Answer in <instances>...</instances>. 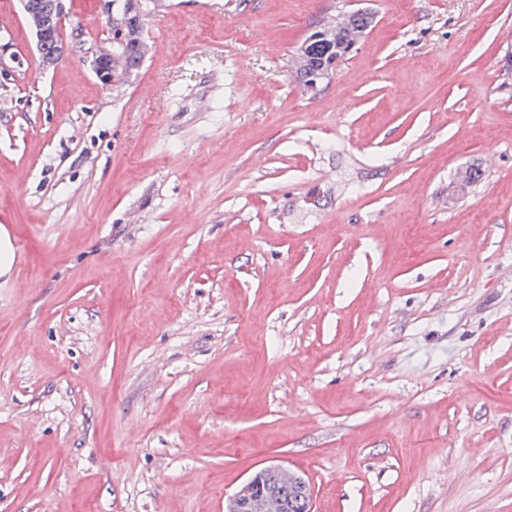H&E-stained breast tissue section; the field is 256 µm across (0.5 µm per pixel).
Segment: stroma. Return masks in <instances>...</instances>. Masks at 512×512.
Listing matches in <instances>:
<instances>
[{"mask_svg": "<svg viewBox=\"0 0 512 512\" xmlns=\"http://www.w3.org/2000/svg\"><path fill=\"white\" fill-rule=\"evenodd\" d=\"M66 9L44 70L0 0V512H512V0H145L107 89ZM357 16L369 17L363 11H356ZM349 15L344 22L336 23V17L328 18L319 24L318 29L308 35L298 49L297 78L302 86L308 90L309 75L319 68H328L338 62L351 44L356 41L359 34L364 33L372 20L366 22L360 17ZM144 25L145 18L142 24L130 20L124 21L122 26L124 48L116 52L113 59L114 50L121 44V37L118 35L113 34L109 41L110 47H102L93 53L90 61L91 69L104 87L125 82L129 73L133 70V73L137 72L142 66L149 52V45L144 38ZM272 470L277 472L281 477L292 485V490L300 501L302 498L305 502L313 500V492L309 481L304 474L281 465H270L261 468L252 477H250L228 500L226 512H264L268 505V501L274 498L273 492L269 491L265 486L268 484L277 492L278 498L288 500V506L279 501L281 510H289L293 507L294 501L288 497V485L281 482L277 475L269 473L263 479L266 471ZM264 481V483H263Z\"/></svg>", "mask_w": 512, "mask_h": 512, "instance_id": "1", "label": "stroma"}]
</instances>
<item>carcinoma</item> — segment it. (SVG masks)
I'll return each mask as SVG.
<instances>
[{
    "label": "carcinoma",
    "instance_id": "cac0c4a2",
    "mask_svg": "<svg viewBox=\"0 0 512 512\" xmlns=\"http://www.w3.org/2000/svg\"><path fill=\"white\" fill-rule=\"evenodd\" d=\"M372 20H363L350 15L338 23L329 18L313 31L314 37L304 39L298 49L297 78L302 86H307L309 75L320 68H328L343 55L356 37L364 33ZM122 39L124 48L114 54L112 59L113 83L124 82L127 75L142 66L149 52L144 38V25L126 21L123 23Z\"/></svg>",
    "mask_w": 512,
    "mask_h": 512
}]
</instances>
